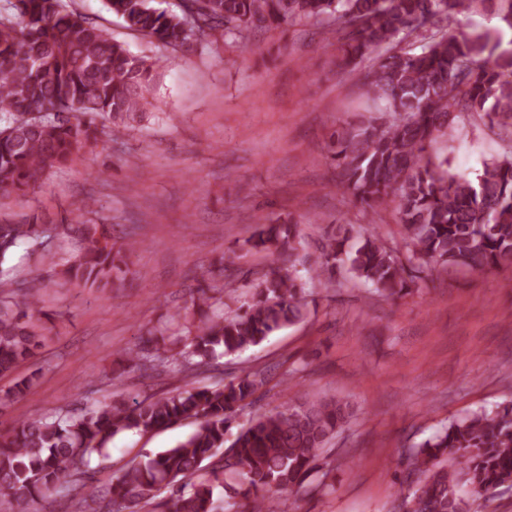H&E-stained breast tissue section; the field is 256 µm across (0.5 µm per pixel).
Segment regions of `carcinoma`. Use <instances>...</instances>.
<instances>
[{
    "label": "carcinoma",
    "instance_id": "cac0c4a2",
    "mask_svg": "<svg viewBox=\"0 0 512 512\" xmlns=\"http://www.w3.org/2000/svg\"><path fill=\"white\" fill-rule=\"evenodd\" d=\"M126 28L172 47L192 35L200 41L283 28L327 17L340 66L356 75L368 117L330 134L329 158L337 187L365 212L397 199L403 249L386 247L374 229L334 224L319 242L311 278L325 285L336 271L397 299L420 288L425 266L470 273L512 266V41L488 30L453 31L463 13L488 11L512 29V0H186L181 14L148 0H105ZM163 63L134 56L68 0H11L0 12V206L40 186L51 170L103 137L125 133L144 112ZM481 121L503 143L470 180L448 171L435 151L455 125ZM75 237L77 249L55 275L104 291L122 283L136 240L112 235V225L64 217L0 219V408L24 399L36 375L14 376L32 359L52 314L42 306L44 279L18 283L8 263L23 245L45 260L44 242L56 230ZM303 245L298 225L258 228L241 249L271 258L249 282L251 301L208 316L202 307L215 291L237 302L241 285L226 263L214 270L221 286L194 288L192 306L179 309L181 336L147 329L149 347L124 351L144 372L169 364L194 373L218 355H235L264 342L307 313L306 282L281 263ZM267 382L261 369L245 370L217 387L175 390L129 401L106 398L80 407L16 420L0 436V512H44L41 504L66 488L71 512H225L229 501L252 499L249 512H275L274 496L292 493L313 475H329L323 449L348 423L339 400L297 398L251 419L230 445L226 434L246 401ZM191 419L195 430L170 448L83 492L92 461L109 457L120 433L143 434ZM408 466L415 484L402 499L405 512H470L489 490L512 482V403L448 423L417 448ZM469 486V497L458 492Z\"/></svg>",
    "mask_w": 512,
    "mask_h": 512
}]
</instances>
